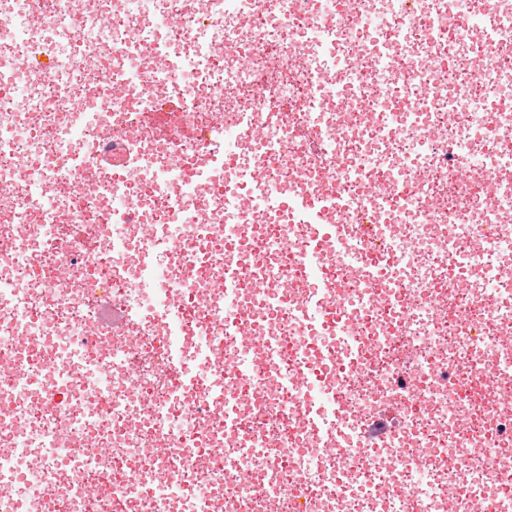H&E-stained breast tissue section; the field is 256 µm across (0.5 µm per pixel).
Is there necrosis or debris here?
Masks as SVG:
<instances>
[{"label": "necrosis or debris", "mask_w": 512, "mask_h": 512, "mask_svg": "<svg viewBox=\"0 0 512 512\" xmlns=\"http://www.w3.org/2000/svg\"><path fill=\"white\" fill-rule=\"evenodd\" d=\"M337 7L0 0V512H512V370L481 383L512 328V219L487 208L512 216V0ZM332 191L356 207L320 215L331 239L276 206ZM372 210L419 246L375 281L336 260ZM255 227L267 294L212 292ZM311 296L344 322L301 319ZM273 345L305 384L260 398L215 356ZM387 404L396 434L358 447Z\"/></svg>", "instance_id": "1"}]
</instances>
